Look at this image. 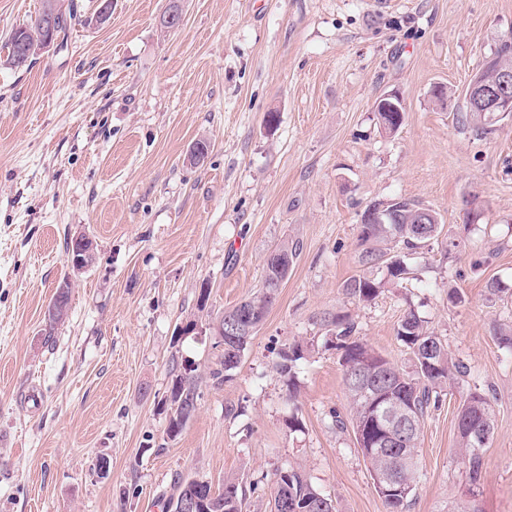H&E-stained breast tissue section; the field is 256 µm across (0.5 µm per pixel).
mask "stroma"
Masks as SVG:
<instances>
[{
	"label": "stroma",
	"instance_id": "1",
	"mask_svg": "<svg viewBox=\"0 0 512 512\" xmlns=\"http://www.w3.org/2000/svg\"><path fill=\"white\" fill-rule=\"evenodd\" d=\"M111 2L99 25L100 0H79L66 44L29 70L0 65V512H163L195 475L217 489L239 477L247 512H266L291 468L339 512H386L352 429L336 425L350 407L319 317L350 312L405 369L396 331L411 310L471 372L425 419L410 512L467 500L512 512V349L493 335L512 299L486 288H512V122L484 134L459 120L464 88L512 36V0H183L169 32L168 0ZM393 91L406 112L389 133L373 107ZM400 196L438 214L439 237L411 259L412 280L355 303L342 285L360 271L359 214ZM80 231L97 252L74 273L66 243ZM285 241L299 256L231 380L204 385L167 438L173 365L220 353L182 325L253 295ZM67 278L69 316L48 344L44 312ZM293 343L305 356L290 383L275 364ZM474 389L495 419L476 486L456 428Z\"/></svg>",
	"mask_w": 512,
	"mask_h": 512
}]
</instances>
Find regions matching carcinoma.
I'll use <instances>...</instances> for the list:
<instances>
[{
	"mask_svg": "<svg viewBox=\"0 0 512 512\" xmlns=\"http://www.w3.org/2000/svg\"><path fill=\"white\" fill-rule=\"evenodd\" d=\"M76 0H41L34 20L13 30L5 43L7 54L3 65L14 71L27 70L35 63L37 49L50 39L57 41L66 36L74 21L78 20ZM501 66L512 67V37L502 40L482 70L484 79L490 80ZM464 123H473L481 132L492 131L493 123L488 113L465 110L461 113ZM431 235L419 238L406 230L404 224H358V240L363 249L359 255L365 271L348 278L343 283V292L357 303H368L387 285H395L407 279L411 268L409 256L418 253L422 244L436 239L432 235L433 225H428ZM383 275H377V272ZM286 274L276 267L264 265L263 284L251 297L224 310L234 314L248 310L249 317L256 323H263L272 307L278 288ZM70 291L54 296L51 306L57 311L45 314V338L53 336L56 326L63 323L69 310ZM325 327V346L340 351V365L343 368L345 392L350 405V423L353 433L370 428L374 422L369 416L368 396L359 392L356 382L358 365L368 363L369 370L364 377L380 382L396 395H404L414 406L416 434L401 444L389 447L366 449L362 455L371 474H380L392 480L395 492L382 496L386 512H408L415 494L420 471L419 440L428 413L439 407L442 392L457 376L467 373V367L455 360L448 352L447 345L429 331L425 320L410 310L397 327V337L411 354L412 370L406 371L391 363L381 354L369 348L356 336L357 324L347 314H336L321 321ZM257 328L252 327L243 336H230L224 341V353L218 355L212 366L198 367L189 375L181 372L174 375L163 405L165 411L178 418V430H183L197 409L190 408L192 400H200L202 386L210 381L220 385L230 379ZM304 358L302 345L295 343L281 350L277 372L288 377L289 396L295 392L297 362ZM456 424H469L494 432V412L486 395L474 391L464 399L456 418ZM458 447L467 461L469 478L473 484L481 481L483 454L472 450V444L465 434L457 433ZM246 506V487L237 477L224 478L222 490L212 493L210 512H243ZM271 512H336L333 501L313 487L299 470H286L275 483Z\"/></svg>",
	"mask_w": 512,
	"mask_h": 512,
	"instance_id": "1",
	"label": "carcinoma"
}]
</instances>
